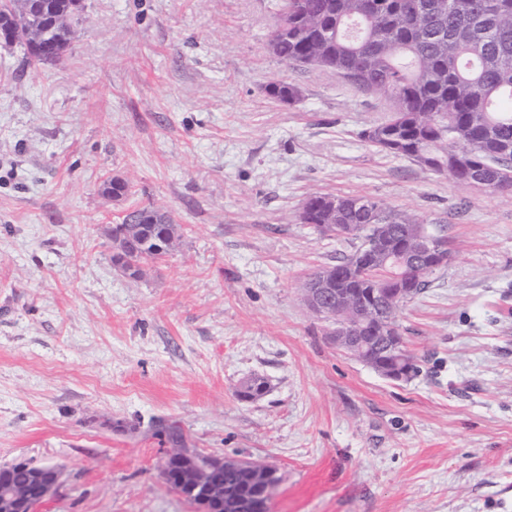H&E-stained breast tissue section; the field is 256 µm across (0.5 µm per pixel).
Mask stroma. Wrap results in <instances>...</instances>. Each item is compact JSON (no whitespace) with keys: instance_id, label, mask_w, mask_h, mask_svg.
I'll return each mask as SVG.
<instances>
[{"instance_id":"1","label":"stroma","mask_w":512,"mask_h":512,"mask_svg":"<svg viewBox=\"0 0 512 512\" xmlns=\"http://www.w3.org/2000/svg\"><path fill=\"white\" fill-rule=\"evenodd\" d=\"M274 24L272 0H85L61 62L0 46V465L63 470L40 512H200L161 477L174 430L274 468L269 512H512V192L378 152L361 133L389 102L280 62ZM278 77L298 102L266 95ZM312 193L447 236L399 316L409 380L306 305L355 249L300 223ZM148 204L178 239L134 278L111 229ZM253 376L267 393L240 399Z\"/></svg>"}]
</instances>
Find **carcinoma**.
<instances>
[{"label":"carcinoma","instance_id":"obj_1","mask_svg":"<svg viewBox=\"0 0 512 512\" xmlns=\"http://www.w3.org/2000/svg\"><path fill=\"white\" fill-rule=\"evenodd\" d=\"M43 6L25 18L13 44L26 47V37L46 30L62 51L84 11V0H42ZM404 0H377L366 13V0H275V25L269 41L271 54L285 65L301 62L343 75L357 72L352 83L365 92L379 93L392 105L388 119L371 130L366 142L394 157H406L419 166L468 184L481 181L497 191H512V158H501L512 147V0H417L420 10L409 11ZM274 101L291 104L300 99V87L286 78L265 85ZM323 237L336 236L346 224L345 239L359 241L353 253L333 264L339 273L336 287L348 296L339 310L348 316L358 303L370 299L374 283H393L406 289L404 302L421 294L436 267L408 261L402 267L370 262L366 241L375 236V224L391 229V240L401 242L407 230L424 224L417 214L358 195L312 194L299 213ZM173 215L152 206H137L112 226L117 244L112 261L121 266L135 255L142 263L156 261V249ZM365 356L381 367L399 364L404 377L417 369L406 348L399 358L369 348ZM267 391L261 377L246 379L239 396L254 400ZM31 467L13 463L0 470L8 485L25 486ZM223 479L239 494L249 493L247 470L229 471Z\"/></svg>","mask_w":512,"mask_h":512}]
</instances>
